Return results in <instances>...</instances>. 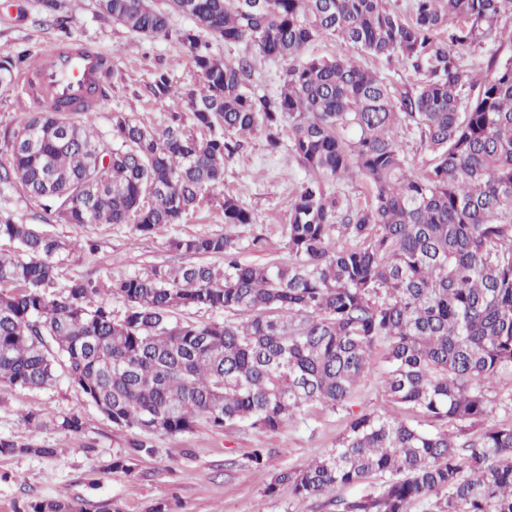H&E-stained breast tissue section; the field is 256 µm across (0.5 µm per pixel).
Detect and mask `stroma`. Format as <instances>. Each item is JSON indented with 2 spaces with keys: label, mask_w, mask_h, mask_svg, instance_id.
Wrapping results in <instances>:
<instances>
[{
  "label": "stroma",
  "mask_w": 512,
  "mask_h": 512,
  "mask_svg": "<svg viewBox=\"0 0 512 512\" xmlns=\"http://www.w3.org/2000/svg\"><path fill=\"white\" fill-rule=\"evenodd\" d=\"M58 41L92 45L112 57V73L98 111L74 112L71 120L92 122L107 140L115 112L129 113L156 131L178 113L194 135L204 136L185 99L177 95L159 99L149 88L153 73L161 68L170 71L178 86L201 82L200 72L179 45L142 38L103 20L98 0H76L70 11L55 15L45 13L41 0H0V54L25 51L37 57ZM305 55L328 60L354 56L395 92L415 81L402 64L355 53L334 37L311 43ZM305 176L304 166L288 146L270 151L264 135L255 133L244 137L240 151L225 163L222 185L205 191L182 223L149 235L132 224L64 223L43 210L41 202L16 189L0 190V214L69 243V250L56 258L62 285L81 278L107 282L146 276L159 266L192 263V256L170 249L169 241L176 236L228 234L239 243L242 263L263 264L288 258L283 228ZM228 191L249 211L251 223L225 224L222 204ZM257 236L264 238V249L252 247ZM89 240L95 242V250L86 248ZM387 348V343L380 342L372 349L370 373L344 410L333 412L315 405L274 432L241 427L215 430L202 423L187 433L157 434L152 438L154 454L132 460L126 470L115 468L113 462L126 449L131 432L113 426L66 379L41 390L0 384V437L62 451L58 457L0 455V512H21L29 502L57 499L83 501L105 512H149L159 503L166 504L169 512H291L287 494L269 497L264 493L278 471L300 469L328 455L354 415L399 413L385 389ZM29 412L42 415L45 427L27 424L24 416ZM72 412L84 422L77 435L53 425L55 419ZM254 448L267 450V466L242 467L243 457Z\"/></svg>",
  "instance_id": "stroma-1"
}]
</instances>
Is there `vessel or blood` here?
I'll use <instances>...</instances> for the list:
<instances>
[{
    "label": "vessel or blood",
    "mask_w": 512,
    "mask_h": 512,
    "mask_svg": "<svg viewBox=\"0 0 512 512\" xmlns=\"http://www.w3.org/2000/svg\"><path fill=\"white\" fill-rule=\"evenodd\" d=\"M112 67L107 53L97 48L78 51L65 44L46 50L37 68L23 74L22 82L30 100L53 107L58 100L83 102L85 111L96 109L95 102L85 101L89 84L104 82Z\"/></svg>",
    "instance_id": "b4317fda"
}]
</instances>
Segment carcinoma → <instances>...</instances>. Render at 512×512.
I'll list each match as a JSON object with an SVG mask.
<instances>
[{
	"label": "carcinoma",
	"mask_w": 512,
	"mask_h": 512,
	"mask_svg": "<svg viewBox=\"0 0 512 512\" xmlns=\"http://www.w3.org/2000/svg\"><path fill=\"white\" fill-rule=\"evenodd\" d=\"M112 23L144 38L178 43L202 75L179 88L152 75L158 98L187 99L198 139L178 118L162 132L112 113L111 139L69 119L61 104L23 119L4 139L0 187L18 185L67 224H133L143 234L181 222L240 137L288 146L308 170L284 234L288 262L244 264L230 235L175 236L173 251L221 256L160 266L108 283L73 279L56 289L54 256L64 241L0 218V383L40 389L59 375L112 424L145 434L127 462L155 452L149 436L223 430L274 432L314 402L346 407L368 374L373 346L389 343L386 389L404 416L352 418L324 459L281 471L266 495L288 492L291 512L322 500L333 512H512V420L491 418L487 392L512 374V56L489 54L480 82L460 50L509 44L512 0H414L404 18L384 0H99ZM193 19L173 28L169 14ZM246 43L253 55L291 61L274 94L250 89L247 57L222 61L200 33ZM337 37L394 59L419 77L394 95L356 62L307 59V46ZM29 60L0 55V90ZM432 154L411 169L398 128ZM359 174L369 198L356 208L326 197L325 184ZM224 223L252 221L224 194ZM127 302L112 315L110 297ZM242 314L236 322L175 321L178 309ZM424 416L434 431L413 424ZM83 431L73 412L56 420ZM481 427L478 438L466 430ZM52 457L0 437V455ZM375 481L368 492L330 499L338 487ZM26 512H89L71 500L32 501Z\"/></svg>",
	"instance_id": "1"
}]
</instances>
